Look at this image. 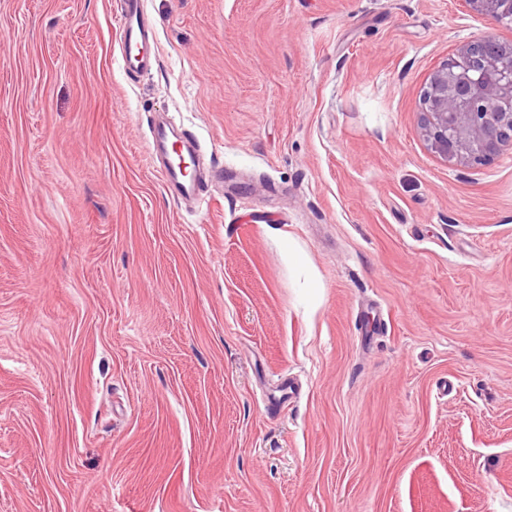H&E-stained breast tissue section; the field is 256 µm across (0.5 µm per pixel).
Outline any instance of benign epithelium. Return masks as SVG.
I'll list each match as a JSON object with an SVG mask.
<instances>
[{
    "mask_svg": "<svg viewBox=\"0 0 512 512\" xmlns=\"http://www.w3.org/2000/svg\"><path fill=\"white\" fill-rule=\"evenodd\" d=\"M479 14L512 22V0H463ZM420 133L450 164L483 165L512 148V43L493 37L463 45L421 95Z\"/></svg>",
    "mask_w": 512,
    "mask_h": 512,
    "instance_id": "obj_1",
    "label": "benign epithelium"
}]
</instances>
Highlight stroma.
<instances>
[{
	"mask_svg": "<svg viewBox=\"0 0 512 512\" xmlns=\"http://www.w3.org/2000/svg\"><path fill=\"white\" fill-rule=\"evenodd\" d=\"M0 0V512H512V148L420 95L462 0ZM168 114L208 183L149 156ZM299 395L280 397L283 375ZM120 1L119 64L126 74L147 72L155 59V40L145 0ZM173 129L164 122L154 124L150 130L149 149L152 157L163 158L161 175L164 183L183 199L200 196V178L196 171V157L191 147L184 145L179 153L187 163L183 168L174 156L177 140ZM188 160V161H187Z\"/></svg>",
	"mask_w": 512,
	"mask_h": 512,
	"instance_id": "1",
	"label": "stroma"
}]
</instances>
